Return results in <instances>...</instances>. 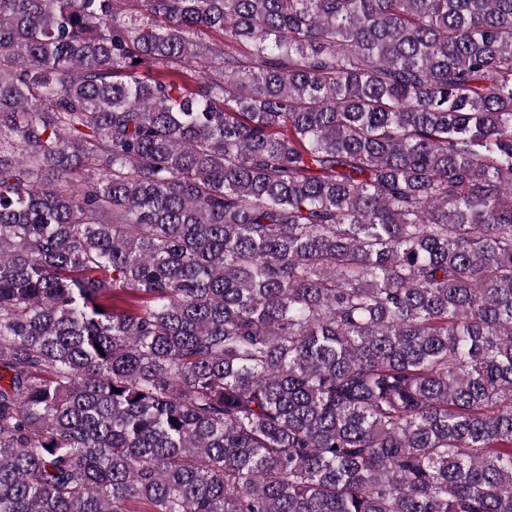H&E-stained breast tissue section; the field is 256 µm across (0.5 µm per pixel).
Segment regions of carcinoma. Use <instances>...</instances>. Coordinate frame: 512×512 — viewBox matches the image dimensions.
<instances>
[{"label":"carcinoma","instance_id":"1","mask_svg":"<svg viewBox=\"0 0 512 512\" xmlns=\"http://www.w3.org/2000/svg\"><path fill=\"white\" fill-rule=\"evenodd\" d=\"M0 512H512V0H0Z\"/></svg>","mask_w":512,"mask_h":512}]
</instances>
